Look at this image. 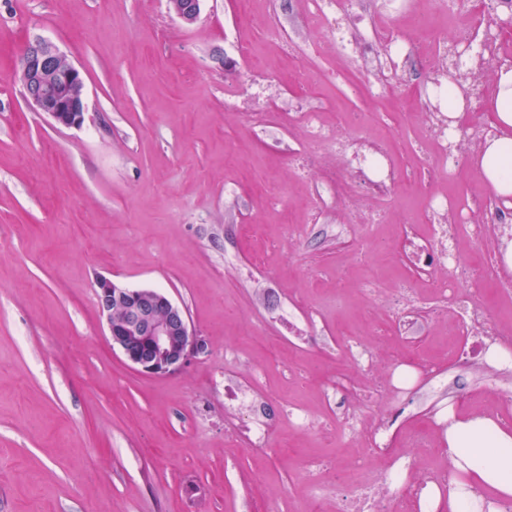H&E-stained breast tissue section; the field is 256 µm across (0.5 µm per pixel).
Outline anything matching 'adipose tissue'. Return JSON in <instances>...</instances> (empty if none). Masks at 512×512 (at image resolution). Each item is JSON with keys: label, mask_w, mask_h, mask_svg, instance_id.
Segmentation results:
<instances>
[{"label": "adipose tissue", "mask_w": 512, "mask_h": 512, "mask_svg": "<svg viewBox=\"0 0 512 512\" xmlns=\"http://www.w3.org/2000/svg\"><path fill=\"white\" fill-rule=\"evenodd\" d=\"M488 109L492 132L473 163L493 196L512 207V67L499 70ZM444 442L454 472L447 489L429 486L421 512H500L512 502V426L466 410H449Z\"/></svg>", "instance_id": "ef3b65f1"}]
</instances>
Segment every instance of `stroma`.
Returning a JSON list of instances; mask_svg holds the SVG:
<instances>
[{"mask_svg": "<svg viewBox=\"0 0 512 512\" xmlns=\"http://www.w3.org/2000/svg\"><path fill=\"white\" fill-rule=\"evenodd\" d=\"M35 40L81 71L82 127L56 126L26 101L19 58ZM240 41L265 75L239 57ZM345 67L268 43L238 0H201L190 26L169 0H0V512H325L311 487L355 451L293 426L285 409L328 416L337 338L356 321L388 326L390 313L325 302L352 246L333 231L335 195L311 213L322 168L288 160L305 150L288 75ZM379 85L368 99L330 80L318 96L324 114L375 112L394 134L395 198L427 179L428 148L404 118L414 98ZM244 224L261 235L243 238ZM292 224L300 240H289ZM494 246L465 244L460 256L486 267V312L512 315ZM381 273L384 288L429 293L404 257ZM101 276L166 293L204 353L165 377L134 369L98 316ZM292 311L315 324L317 347L297 346ZM229 366L258 375L264 454L225 438ZM311 456L328 466L303 472Z\"/></svg>", "mask_w": 512, "mask_h": 512, "instance_id": "35a3bbf8", "label": "stroma"}]
</instances>
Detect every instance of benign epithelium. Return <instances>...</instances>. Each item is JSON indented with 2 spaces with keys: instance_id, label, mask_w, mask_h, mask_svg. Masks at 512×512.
I'll use <instances>...</instances> for the list:
<instances>
[{
  "instance_id": "obj_1",
  "label": "benign epithelium",
  "mask_w": 512,
  "mask_h": 512,
  "mask_svg": "<svg viewBox=\"0 0 512 512\" xmlns=\"http://www.w3.org/2000/svg\"><path fill=\"white\" fill-rule=\"evenodd\" d=\"M185 24L196 22L200 0H170ZM21 79L25 98L55 125L79 127L85 120V84L81 72L51 44H27ZM96 307L112 349L138 371L156 377L183 369L204 351L186 310L152 288H128L110 278L96 282Z\"/></svg>"
}]
</instances>
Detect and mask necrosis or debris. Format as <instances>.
<instances>
[{"instance_id": "necrosis-or-debris-1", "label": "necrosis or debris", "mask_w": 512, "mask_h": 512, "mask_svg": "<svg viewBox=\"0 0 512 512\" xmlns=\"http://www.w3.org/2000/svg\"><path fill=\"white\" fill-rule=\"evenodd\" d=\"M374 7L373 0H310V36L315 48H327L349 61H357L368 44L364 21ZM433 14L448 17L451 36H437L421 45L413 36L402 33L390 38L384 54L371 56L370 65L385 78L397 80L406 89L410 81L406 67L419 63L431 80L424 90L421 111L412 113L411 123L431 144L429 174H444L465 164L477 139L455 138L448 134V113L441 105L449 85L465 90L467 111L480 107L492 88L493 76L500 68L512 65L500 40L485 28L476 14L451 10L447 0H431ZM483 48L469 53L474 39ZM303 81L305 97L298 114L304 142L316 158L329 154L343 157L344 172L334 174L336 199L347 219L338 226L341 237L349 239L358 251H365L374 239V227L386 223L392 206L388 188L397 180L394 138L381 133L372 146L360 140L345 139L334 126L321 121L316 94ZM427 215L411 207L402 213L404 232L401 250L410 252L422 263L435 288L429 317L448 324V359L440 362L413 348L392 351L393 339L405 335L421 309L420 301L403 297L393 301L383 293L373 275H366L362 294L373 305L389 308L391 327L374 329L376 346L370 347L351 337L336 351V417L343 426L337 446L350 440L360 442L361 452L350 464L342 482L317 481L313 492L318 499L334 504V512H419L420 494L428 484L447 486L452 473L449 456L437 454V462L425 464L424 456L435 451L436 434L419 427L408 413V396L423 393L429 398L427 413L439 414L451 389L448 370L475 379L479 390H492L504 407L512 406V370L489 362L485 354L496 345L512 351V331L489 317L479 295L460 297L458 290L482 275L481 267L461 264V240H480L487 234L512 227V209L493 202L485 194L472 195L467 211L449 205L447 196L427 198ZM428 219L427 236H420L419 223ZM456 277H449V269ZM379 380V392L360 390L357 377ZM385 411H377L378 401Z\"/></svg>"}]
</instances>
